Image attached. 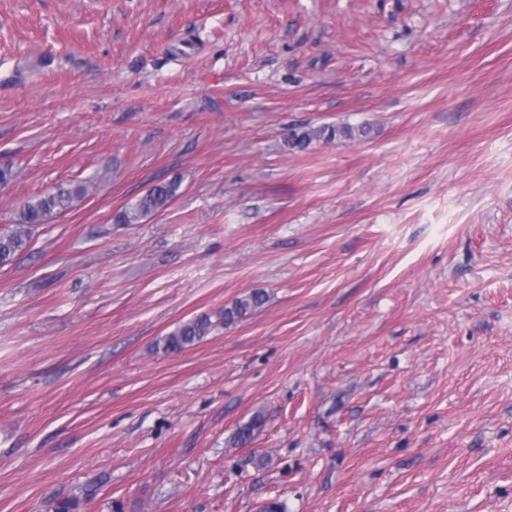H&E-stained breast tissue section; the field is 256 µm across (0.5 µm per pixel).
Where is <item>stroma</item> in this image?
I'll use <instances>...</instances> for the list:
<instances>
[{"label": "stroma", "mask_w": 512, "mask_h": 512, "mask_svg": "<svg viewBox=\"0 0 512 512\" xmlns=\"http://www.w3.org/2000/svg\"><path fill=\"white\" fill-rule=\"evenodd\" d=\"M1 168L0 512H512V0H0ZM355 131L349 126L335 127L324 125L320 127L298 126L291 127L285 135V142L291 149L304 150L314 141L333 142L340 138H353ZM177 190L178 184L174 181L158 183L152 186L133 207L125 210L120 215L119 222L122 224H132L141 216L166 210L174 201ZM87 188L83 185H60L55 193L24 203L21 221L13 228L0 230V264L11 262L29 246L35 229L45 224L53 213L68 210L75 199L84 196ZM265 302L266 294L264 291L252 290L249 294L237 299L231 307H225L223 313L225 324H231L236 319L261 308ZM211 325L207 316L183 322L165 337L163 349L170 353L180 352L202 340Z\"/></svg>", "instance_id": "obj_1"}]
</instances>
